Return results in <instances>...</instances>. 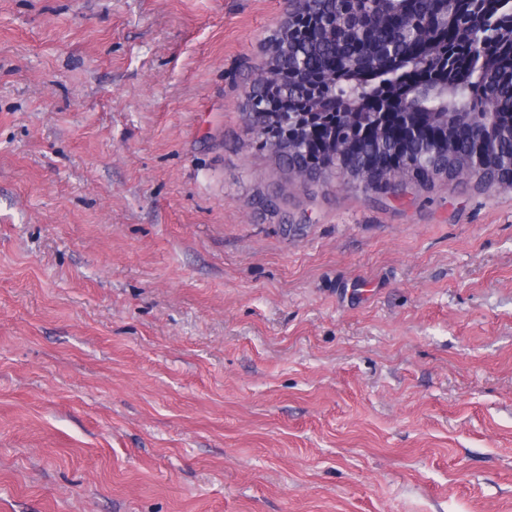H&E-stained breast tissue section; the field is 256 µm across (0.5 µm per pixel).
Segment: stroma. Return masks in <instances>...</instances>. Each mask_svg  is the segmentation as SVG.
<instances>
[{
    "mask_svg": "<svg viewBox=\"0 0 512 512\" xmlns=\"http://www.w3.org/2000/svg\"><path fill=\"white\" fill-rule=\"evenodd\" d=\"M289 0H0V512H512V189L258 151Z\"/></svg>",
    "mask_w": 512,
    "mask_h": 512,
    "instance_id": "stroma-1",
    "label": "stroma"
}]
</instances>
